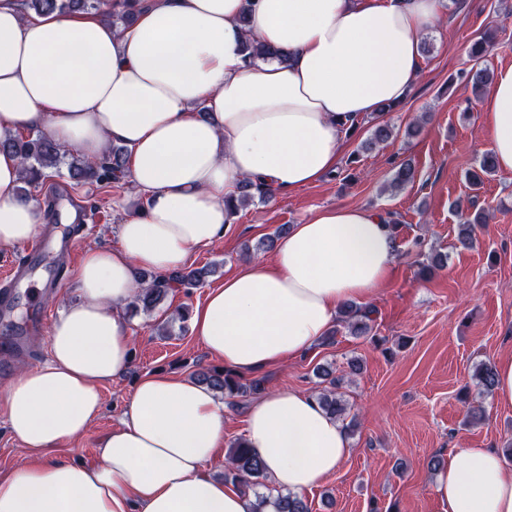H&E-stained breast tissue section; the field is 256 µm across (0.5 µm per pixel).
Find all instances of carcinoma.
Segmentation results:
<instances>
[{
    "label": "carcinoma",
    "instance_id": "cac0c4a2",
    "mask_svg": "<svg viewBox=\"0 0 512 512\" xmlns=\"http://www.w3.org/2000/svg\"><path fill=\"white\" fill-rule=\"evenodd\" d=\"M27 9L36 14L52 12H89L100 8L101 0H24ZM488 53V46L481 41L475 42L470 50V56L474 64L470 69L469 77L473 89L481 94L491 83L492 77L487 66L481 63V59ZM390 111L385 107L377 113L379 121L371 128V134L362 144V149L369 151L388 141L393 137L394 127L380 117ZM0 148H9L18 154L23 162L22 186L17 188L20 195L28 196V187L40 184L54 176L61 175V164L68 156L67 150L55 143L47 136L23 137L15 134L0 140ZM128 150L124 147L112 149V154L102 161L89 162L82 158H72L67 163V171L74 179L94 180L104 182L119 181L125 174L126 158ZM497 168L495 156L492 153L484 154L479 164L467 171L469 183L478 187L483 184L485 177L491 175ZM415 172L411 161L406 160L397 165L392 185L396 189H403L414 182ZM272 194V188L244 181L238 187L236 197L225 201L229 213H236L239 208L251 203L254 199L261 200ZM486 216L483 211L475 212L473 218L459 225L458 241L461 245L471 247L475 242V227L484 223ZM447 256L436 253L419 263L418 276L424 280L445 266ZM207 271L192 270L189 272L175 271L169 275H146L144 282L147 287L138 291L135 298V306L146 312L152 311L167 296L171 288H194L203 280ZM374 311L359 306L355 303L346 305L338 319V323L344 324L354 336H371L375 338ZM479 385L487 391L495 385V367L489 363L481 364L475 373ZM196 380L208 388L224 395L227 405L236 407L241 401L253 395H259L265 391L266 379H245L228 370L216 369L201 370L196 373ZM339 381L332 379L329 387L317 394V399L325 410L332 416L345 420L347 404L342 394L337 392ZM226 470L224 480L239 484L245 488L255 490L266 486L264 467L259 456L247 448L244 440L234 441L226 453ZM308 512L304 501L290 494H278L270 498L264 494H257L256 512Z\"/></svg>",
    "mask_w": 512,
    "mask_h": 512
}]
</instances>
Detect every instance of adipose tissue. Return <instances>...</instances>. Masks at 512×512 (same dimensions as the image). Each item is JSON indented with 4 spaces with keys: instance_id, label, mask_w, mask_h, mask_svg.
Instances as JSON below:
<instances>
[{
    "instance_id": "1",
    "label": "adipose tissue",
    "mask_w": 512,
    "mask_h": 512,
    "mask_svg": "<svg viewBox=\"0 0 512 512\" xmlns=\"http://www.w3.org/2000/svg\"><path fill=\"white\" fill-rule=\"evenodd\" d=\"M440 22L439 0H149L119 27L0 0V138L40 131L91 161L121 143L141 195L118 247L85 251L79 299L51 329L48 362L0 397L27 457L0 473V512H254L249 491L206 468L224 446L226 403L175 375L137 382L96 463L46 454L85 433L102 385L128 372L138 272L180 269L210 245L242 181L290 192L335 170L351 123L419 81L422 40ZM249 41L275 56L247 59ZM482 106L497 165L511 172L512 66L497 70ZM21 171L0 150L2 247L38 231L35 201L16 192ZM397 249L376 210L321 208L270 257L225 277L191 311V328L226 369L259 374L321 344L346 304L372 299ZM244 423L268 485L297 495L351 451L341 423L298 389L261 394ZM430 500L432 512H512V469L493 449H454Z\"/></svg>"
}]
</instances>
